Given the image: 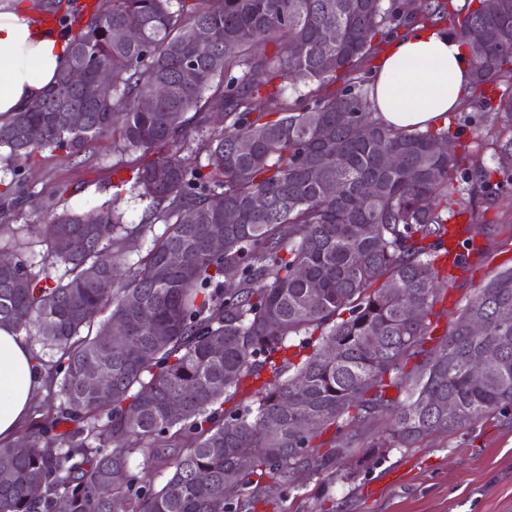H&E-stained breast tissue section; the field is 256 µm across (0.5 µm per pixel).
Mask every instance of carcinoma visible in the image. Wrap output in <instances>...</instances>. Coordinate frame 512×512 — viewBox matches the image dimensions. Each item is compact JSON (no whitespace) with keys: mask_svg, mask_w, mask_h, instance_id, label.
Listing matches in <instances>:
<instances>
[{"mask_svg":"<svg viewBox=\"0 0 512 512\" xmlns=\"http://www.w3.org/2000/svg\"><path fill=\"white\" fill-rule=\"evenodd\" d=\"M69 16L82 22L67 30L65 63L41 98L0 122V160L48 148L78 155L111 133L141 156L113 185L114 206L65 209L43 225L42 263L64 264L61 276L21 253L0 266V327L57 356L40 417L0 445V512H241L270 481L288 486L298 471L349 454L354 421L390 414L371 458L512 407V320L498 316L512 307V268L458 308L437 350L423 348L435 307L470 267L468 258L450 274L439 267L452 252L449 218L470 213L455 194L465 183L494 203L512 182V95H482L507 134L491 142L499 165L469 169L448 130L379 122L356 77L377 37L420 16L457 26L474 88L494 90L512 80V0H479L463 16L433 0H112L100 9L71 0ZM95 59L110 70V101L70 81ZM278 79H342L344 88L290 104ZM67 111L83 123L67 124ZM212 112L224 113V127L194 144L191 130L208 127ZM387 151L403 154L401 167L384 163ZM129 182L150 199L132 228L116 206ZM21 194L0 193V234ZM157 223L165 229L147 254L125 264ZM217 231L221 256L207 247ZM175 251L183 266L168 268ZM114 322L126 326L115 345ZM479 350L498 360L477 379L469 362ZM97 371L112 376L107 397L86 384ZM251 380L252 401L224 409ZM174 397L177 414L167 410ZM62 422L73 428L55 432ZM137 455L172 468L162 486L140 479Z\"/></svg>","mask_w":512,"mask_h":512,"instance_id":"1","label":"carcinoma"}]
</instances>
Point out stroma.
I'll use <instances>...</instances> for the list:
<instances>
[{"label": "stroma", "instance_id": "1", "mask_svg": "<svg viewBox=\"0 0 512 512\" xmlns=\"http://www.w3.org/2000/svg\"><path fill=\"white\" fill-rule=\"evenodd\" d=\"M447 127L467 145L469 161L492 165L489 144L501 130L495 114L472 100L449 114ZM135 158L119 136L110 135L77 157L47 150L31 162H0V188L17 183L26 196L11 217L18 233L0 240V252L45 255L47 244L32 227L48 223L51 203L76 211L111 205L114 184L129 177ZM472 222L485 255L461 286L448 290L443 306L450 315L490 277L512 267V184L495 208L474 206ZM389 427L384 415L352 423L353 456L337 472H304L296 487L270 488L255 512H512V408L455 434L432 435L420 447L394 448L369 464H356Z\"/></svg>", "mask_w": 512, "mask_h": 512}]
</instances>
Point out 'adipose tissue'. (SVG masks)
Here are the masks:
<instances>
[{"label":"adipose tissue","instance_id":"1","mask_svg":"<svg viewBox=\"0 0 512 512\" xmlns=\"http://www.w3.org/2000/svg\"><path fill=\"white\" fill-rule=\"evenodd\" d=\"M68 42L30 24L16 7L0 9V121L40 98L66 55ZM472 87L468 51L447 34L411 25L388 41L371 84L370 101L384 124L408 131L447 121ZM44 380L24 337L0 328V443L16 439Z\"/></svg>","mask_w":512,"mask_h":512}]
</instances>
